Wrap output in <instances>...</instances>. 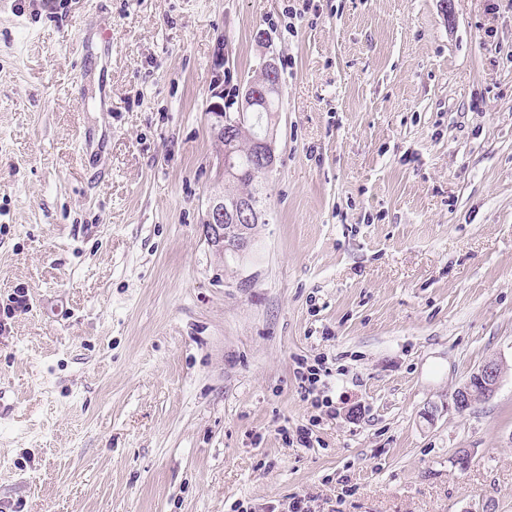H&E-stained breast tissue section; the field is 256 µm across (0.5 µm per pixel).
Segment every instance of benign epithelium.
<instances>
[{"label": "benign epithelium", "instance_id": "1", "mask_svg": "<svg viewBox=\"0 0 512 512\" xmlns=\"http://www.w3.org/2000/svg\"><path fill=\"white\" fill-rule=\"evenodd\" d=\"M278 67L270 58L263 65L259 75L250 81L241 94L239 111L232 115L224 114V107L216 102L212 110L211 128L224 146L220 156V168L224 178L236 175L234 133L235 128L242 124H255L262 121L261 132L254 140L255 152L252 156V167L255 173L264 176L272 172L276 166V133L277 117L270 114L260 118V111L269 97L279 94ZM266 220L264 209L260 208L253 198L226 200L222 195L208 198L205 227L208 241L219 251L231 250L235 257L245 259L252 248L250 227ZM505 372V365L496 358L486 360L477 367L468 378L455 389L453 405L459 412H464L474 405L486 402L494 397Z\"/></svg>", "mask_w": 512, "mask_h": 512}]
</instances>
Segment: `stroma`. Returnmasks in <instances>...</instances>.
<instances>
[{
	"instance_id": "stroma-1",
	"label": "stroma",
	"mask_w": 512,
	"mask_h": 512,
	"mask_svg": "<svg viewBox=\"0 0 512 512\" xmlns=\"http://www.w3.org/2000/svg\"><path fill=\"white\" fill-rule=\"evenodd\" d=\"M271 55V218L241 261L205 236L209 109ZM318 357L330 412L295 377ZM299 498L512 512V0H0V512ZM505 372V365L497 358H490L477 367L468 378L455 389L453 405L458 412H464L475 404L494 397Z\"/></svg>"
}]
</instances>
